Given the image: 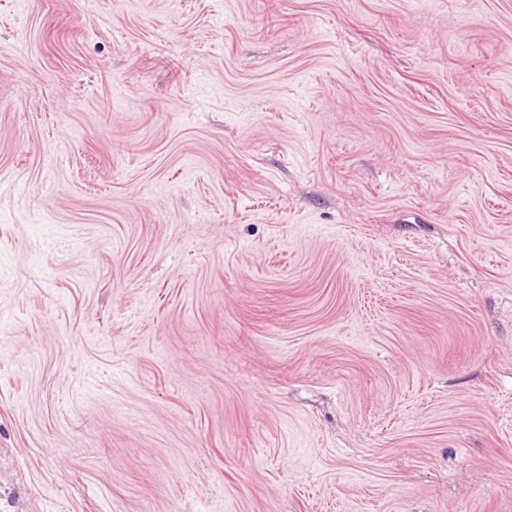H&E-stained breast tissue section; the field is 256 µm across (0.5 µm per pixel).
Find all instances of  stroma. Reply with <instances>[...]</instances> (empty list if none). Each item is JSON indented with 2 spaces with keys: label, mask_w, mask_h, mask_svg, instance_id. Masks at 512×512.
I'll return each mask as SVG.
<instances>
[{
  "label": "stroma",
  "mask_w": 512,
  "mask_h": 512,
  "mask_svg": "<svg viewBox=\"0 0 512 512\" xmlns=\"http://www.w3.org/2000/svg\"><path fill=\"white\" fill-rule=\"evenodd\" d=\"M0 512H512V0H0Z\"/></svg>",
  "instance_id": "35a3bbf8"
}]
</instances>
